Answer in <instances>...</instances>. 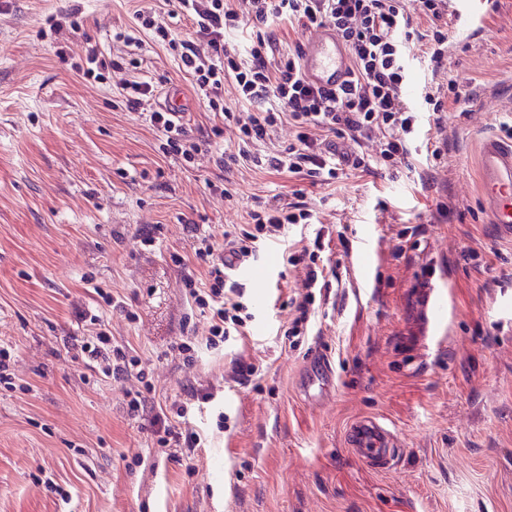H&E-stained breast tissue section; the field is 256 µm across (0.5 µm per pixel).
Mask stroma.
Wrapping results in <instances>:
<instances>
[{"label": "stroma", "mask_w": 512, "mask_h": 512, "mask_svg": "<svg viewBox=\"0 0 512 512\" xmlns=\"http://www.w3.org/2000/svg\"><path fill=\"white\" fill-rule=\"evenodd\" d=\"M155 0H0V341L19 352L29 393L0 391V512H512V237L498 234L481 201L483 136L512 126V0L482 8L473 24L449 26L457 49L448 72L474 115L448 107V153L422 189L423 131L409 165L352 175L327 186L260 167L234 172L237 204L209 201L208 169L164 158L143 115L114 108L112 84L83 82L38 31L56 10L78 7L83 40L114 49L113 31ZM131 79L155 97L179 89L189 127L210 126L176 60L151 39ZM304 193L318 212L308 236L338 281L299 348L285 347L283 302L294 271L274 275L266 311L248 335L200 348L198 372L214 396L191 402L193 463L166 458L149 422L128 413L119 383L71 361L79 315L111 289L142 324L106 312L114 336L159 374L155 399L187 398L190 383L169 348L191 313L179 267L198 262L191 227L223 234L254 197ZM448 213L436 215V201ZM160 225L151 252L136 241ZM298 228L287 231L299 241ZM450 278L454 319L433 352L421 334L415 286L431 263ZM336 371V393L312 402L299 375L313 350ZM235 357L263 364L225 386ZM375 416L396 435L397 467L380 473L344 445L347 426ZM83 454H75V447ZM140 453L141 467L126 457Z\"/></svg>", "instance_id": "1"}]
</instances>
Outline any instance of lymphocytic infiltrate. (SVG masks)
Returning a JSON list of instances; mask_svg holds the SVG:
<instances>
[{"instance_id":"f902f5d3","label":"lymphocytic infiltrate","mask_w":512,"mask_h":512,"mask_svg":"<svg viewBox=\"0 0 512 512\" xmlns=\"http://www.w3.org/2000/svg\"><path fill=\"white\" fill-rule=\"evenodd\" d=\"M450 0H159L157 7L136 11L128 29L113 34L121 52L104 56L97 46L83 43L74 69L85 81L112 83L120 91L118 108L147 112L152 127L163 135L164 157L185 170L209 161L210 177L203 193L232 203L230 172L258 164L259 147L271 146L267 162L278 172L302 174L333 185L352 172H370L379 164L393 169L408 164L411 143L422 123L445 127L449 103H460L462 92L448 75L451 45L446 27ZM431 21L424 54L431 77L420 99L406 97L403 88L411 68L409 45L414 39L413 14ZM183 17L184 27L173 28L163 15ZM274 19L313 33L329 25L351 49L348 80L338 89L308 84L300 68L302 45L281 52L269 29ZM170 51L189 75L195 95L221 122L207 130H193L172 112L151 107L153 87L127 77L137 66L135 50L143 36ZM248 36L247 52L229 45L232 36ZM235 107H228L227 98ZM231 151H216V140ZM351 140L353 151H337L336 143ZM315 211L305 196L293 201L272 199L247 211L244 223L224 227L223 241L198 231L190 246L205 268L204 276L183 271L179 286L206 322L203 336L211 348L230 337L245 335L255 314L244 298L237 275L224 263L225 252L254 259L261 247L280 242L288 227L313 223ZM320 243L292 248L286 262L300 274L290 305L286 344L304 342L316 309V290L324 269ZM90 334L77 338L84 364L105 379L124 384L129 414L149 419L156 444L170 458L197 445L192 432L170 424L163 408L150 401L153 376L138 355L90 316Z\"/></svg>"}]
</instances>
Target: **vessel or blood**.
Wrapping results in <instances>:
<instances>
[{"label":"vessel or blood","instance_id":"b4317fda","mask_svg":"<svg viewBox=\"0 0 512 512\" xmlns=\"http://www.w3.org/2000/svg\"><path fill=\"white\" fill-rule=\"evenodd\" d=\"M302 71L307 81L333 90L349 76L350 52L335 29L325 26L309 35L302 56ZM482 201L500 233L512 235V140L488 135L482 142L479 163ZM446 272L426 288L422 297V314L434 349H444L453 316L451 291ZM336 383L331 366L321 353L307 360L301 387L309 398L317 400L330 394ZM345 444L360 455L373 469L387 473L397 464L400 450L393 432L378 419L362 417L348 426Z\"/></svg>","mask_w":512,"mask_h":512}]
</instances>
